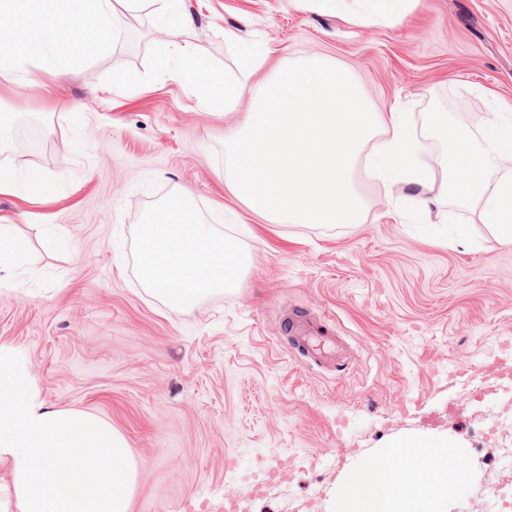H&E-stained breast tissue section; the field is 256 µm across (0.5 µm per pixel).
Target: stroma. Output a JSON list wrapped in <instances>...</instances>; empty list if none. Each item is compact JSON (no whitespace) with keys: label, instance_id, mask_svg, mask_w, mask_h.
I'll return each instance as SVG.
<instances>
[{"label":"stroma","instance_id":"1","mask_svg":"<svg viewBox=\"0 0 512 512\" xmlns=\"http://www.w3.org/2000/svg\"><path fill=\"white\" fill-rule=\"evenodd\" d=\"M358 10L179 0L210 85L179 76L176 46L156 41L144 10L53 99L46 61L7 101L39 147L14 141L0 164L45 172L55 200L18 222L29 285L0 284V343L22 355L46 405L124 437L137 469L129 512H217L228 497L246 512H339L360 466L403 439L440 436L469 475L448 512H483L505 491L512 457L486 429L512 420V397L465 390L452 371L512 367V246L453 200L445 210L469 237L443 210L399 217L361 164L359 224H272L224 184L226 137L272 73L306 56L346 67L375 111L403 102L431 155L430 113L476 134L491 96L512 101V0H416L398 23L357 21ZM246 43L272 53L228 115L211 112L204 97L238 75ZM183 189L196 220L250 260L237 288L175 309L143 287L139 256L147 218ZM292 310L330 319L337 366L281 349Z\"/></svg>","mask_w":512,"mask_h":512}]
</instances>
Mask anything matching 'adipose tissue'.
<instances>
[{
    "label": "adipose tissue",
    "instance_id": "obj_1",
    "mask_svg": "<svg viewBox=\"0 0 512 512\" xmlns=\"http://www.w3.org/2000/svg\"><path fill=\"white\" fill-rule=\"evenodd\" d=\"M150 10L157 29L178 39L183 71H204L175 0H0V100L21 73L53 56L63 80L76 60L111 49L128 17ZM94 30L87 41L85 30ZM445 149L435 181L421 157L407 113L375 112L355 77L331 59L312 56L278 70L235 129L224 157V183L254 215L274 224H358L360 198L351 184L356 162L382 180L394 207L426 213L444 200L477 207L479 220L512 245V108L494 113L481 139L449 126L428 125ZM247 252L233 239L215 240L210 225L188 221L185 195L173 196L143 231L142 280L174 308L238 287ZM446 438L415 441L405 462L393 452L364 465L343 491L346 512H446L448 497L467 482L449 468ZM0 512H128L135 465L111 424L80 411L45 406L25 362L0 344Z\"/></svg>",
    "mask_w": 512,
    "mask_h": 512
}]
</instances>
